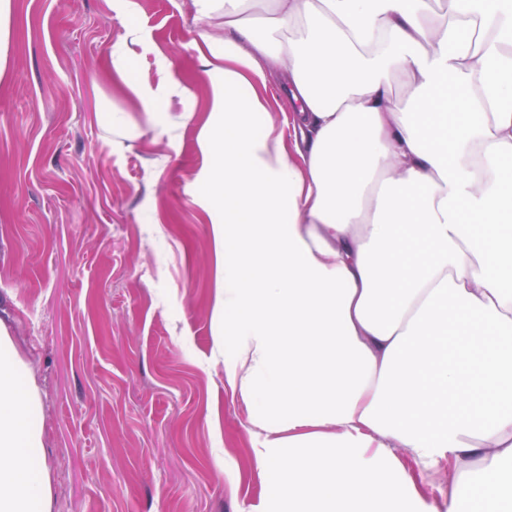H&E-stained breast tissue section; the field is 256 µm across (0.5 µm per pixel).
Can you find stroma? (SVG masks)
Returning <instances> with one entry per match:
<instances>
[{
  "instance_id": "35a3bbf8",
  "label": "stroma",
  "mask_w": 512,
  "mask_h": 512,
  "mask_svg": "<svg viewBox=\"0 0 512 512\" xmlns=\"http://www.w3.org/2000/svg\"><path fill=\"white\" fill-rule=\"evenodd\" d=\"M130 73L174 86L149 124ZM190 0H14L0 83V313L42 397L53 512H258L247 409L211 364L223 285L195 202L212 89ZM127 112L112 132L106 112ZM138 36V30L135 27H129L126 32V38L120 43H116L111 49L112 67L121 75L126 86L138 98L143 112H147L153 123L158 121L159 105L167 97L166 92L160 88L157 92H151L140 82L128 81L125 78L129 65L128 39L134 41Z\"/></svg>"
}]
</instances>
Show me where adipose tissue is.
I'll use <instances>...</instances> for the list:
<instances>
[{"label": "adipose tissue", "mask_w": 512, "mask_h": 512, "mask_svg": "<svg viewBox=\"0 0 512 512\" xmlns=\"http://www.w3.org/2000/svg\"><path fill=\"white\" fill-rule=\"evenodd\" d=\"M215 361L268 512L512 506V0H191ZM482 19L480 30L461 19ZM290 110L288 124L277 112ZM0 512H53L42 404L0 325ZM401 458L407 472L414 477L421 489V494L436 508L437 512H447L449 483H436L434 485L421 484L418 476L419 470L413 459L406 452H400Z\"/></svg>", "instance_id": "1"}]
</instances>
